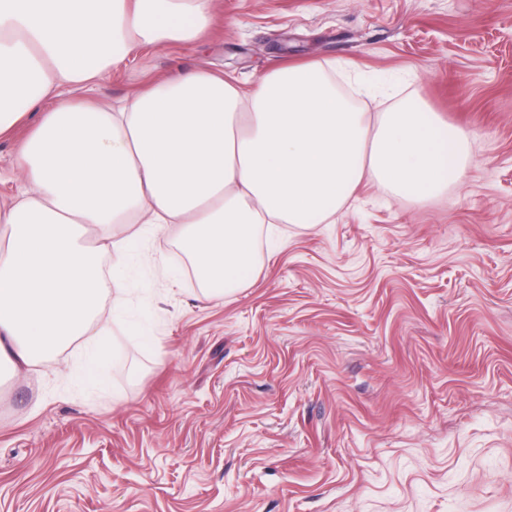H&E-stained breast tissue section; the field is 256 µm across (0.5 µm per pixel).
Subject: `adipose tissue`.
Returning a JSON list of instances; mask_svg holds the SVG:
<instances>
[{"label":"adipose tissue","mask_w":512,"mask_h":512,"mask_svg":"<svg viewBox=\"0 0 512 512\" xmlns=\"http://www.w3.org/2000/svg\"><path fill=\"white\" fill-rule=\"evenodd\" d=\"M210 9L211 0H0V137L52 103L16 157L20 197L0 201V362L14 372L81 339L79 378H92L108 334L96 318L103 275L125 268L144 238L179 227L199 282L231 292L247 283L259 225L327 223L365 180L427 200L473 164L465 129L417 100L371 118L315 61L245 90L220 72L185 71L116 108L61 92L138 44L192 37ZM116 224L135 230L120 237Z\"/></svg>","instance_id":"1"}]
</instances>
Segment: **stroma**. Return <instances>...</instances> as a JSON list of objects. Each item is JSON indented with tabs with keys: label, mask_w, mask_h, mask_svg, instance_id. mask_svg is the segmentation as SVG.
<instances>
[{
	"label": "stroma",
	"mask_w": 512,
	"mask_h": 512,
	"mask_svg": "<svg viewBox=\"0 0 512 512\" xmlns=\"http://www.w3.org/2000/svg\"><path fill=\"white\" fill-rule=\"evenodd\" d=\"M211 11L198 39L135 47L70 95L316 60L370 114L425 102L475 162L437 198L364 182L330 223L266 225L221 297L176 237L144 244L124 312L98 311V383L72 379L78 342L60 375L0 371V512H512V0Z\"/></svg>",
	"instance_id": "1"
}]
</instances>
